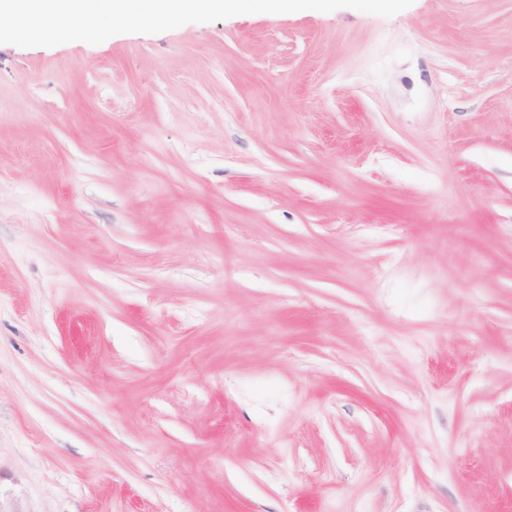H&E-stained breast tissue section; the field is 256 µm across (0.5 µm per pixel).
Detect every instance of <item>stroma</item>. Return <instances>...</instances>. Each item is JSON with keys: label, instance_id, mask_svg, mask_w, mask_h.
Listing matches in <instances>:
<instances>
[{"label": "stroma", "instance_id": "1", "mask_svg": "<svg viewBox=\"0 0 512 512\" xmlns=\"http://www.w3.org/2000/svg\"><path fill=\"white\" fill-rule=\"evenodd\" d=\"M0 512H512V0L0 44Z\"/></svg>", "mask_w": 512, "mask_h": 512}]
</instances>
